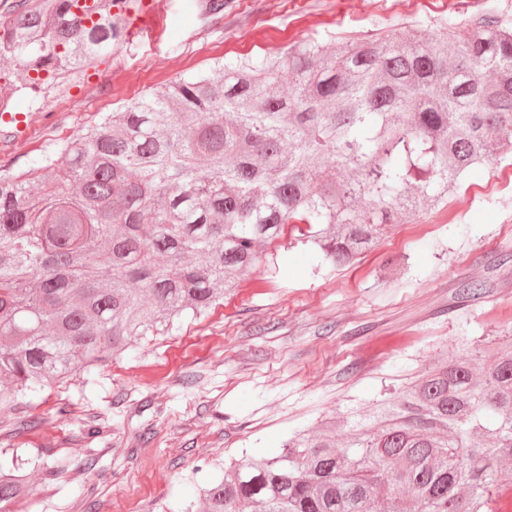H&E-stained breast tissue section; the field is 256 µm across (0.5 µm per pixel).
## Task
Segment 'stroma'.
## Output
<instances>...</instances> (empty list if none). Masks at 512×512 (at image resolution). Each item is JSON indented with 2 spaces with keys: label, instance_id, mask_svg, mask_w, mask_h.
Masks as SVG:
<instances>
[{
  "label": "stroma",
  "instance_id": "35a3bbf8",
  "mask_svg": "<svg viewBox=\"0 0 512 512\" xmlns=\"http://www.w3.org/2000/svg\"><path fill=\"white\" fill-rule=\"evenodd\" d=\"M167 2L160 37L116 43L60 93L72 111L30 104L14 90V67L0 65V90L37 131L0 157V172L28 169L104 112L214 58L340 44L404 25L432 30L446 15L440 0H225L219 15L204 0ZM144 56L148 81L85 110L91 82L122 78ZM507 168L512 154L474 166L444 208L392 226L350 266L282 235L264 248L280 259L277 275L257 264L208 316L138 337L131 355L94 370L89 385L20 398L11 416L0 415V461L16 462L31 492L6 512H171L230 463L276 454L293 432L368 407L448 356L500 345L512 335V185L487 186ZM452 224L465 233L449 234ZM472 282L479 293L465 294Z\"/></svg>",
  "mask_w": 512,
  "mask_h": 512
}]
</instances>
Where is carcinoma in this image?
Wrapping results in <instances>:
<instances>
[{
	"label": "carcinoma",
	"mask_w": 512,
	"mask_h": 512,
	"mask_svg": "<svg viewBox=\"0 0 512 512\" xmlns=\"http://www.w3.org/2000/svg\"><path fill=\"white\" fill-rule=\"evenodd\" d=\"M114 0H18L0 60L31 101L121 39ZM496 0L414 26L218 58L0 174V413L203 316L284 230L343 265L512 153V27ZM344 430L329 421L202 489L203 512H505L512 342L444 360ZM30 494L0 467V504Z\"/></svg>",
	"instance_id": "carcinoma-1"
}]
</instances>
